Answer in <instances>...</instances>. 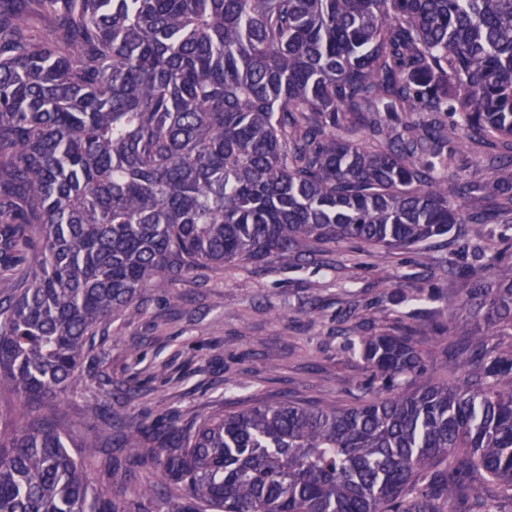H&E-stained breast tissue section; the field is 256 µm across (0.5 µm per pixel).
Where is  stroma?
<instances>
[{"label": "stroma", "mask_w": 512, "mask_h": 512, "mask_svg": "<svg viewBox=\"0 0 512 512\" xmlns=\"http://www.w3.org/2000/svg\"><path fill=\"white\" fill-rule=\"evenodd\" d=\"M495 149L476 144L457 154L449 181L485 178ZM499 250L508 256L487 264ZM512 280V225L457 224L421 250H402L382 263L363 259L356 244L305 247L292 266L279 261L195 269L145 288L136 316L113 320L103 371L139 397L109 405L106 388L68 394L54 423L76 438L96 436L87 463L100 480L110 460L126 457L116 441L127 421L191 426L213 412L253 399L288 398L336 407L368 400L360 357L347 340L411 326L427 364V380L453 379L466 357L462 337L437 336L448 320L478 326L460 309V279Z\"/></svg>", "instance_id": "35a3bbf8"}]
</instances>
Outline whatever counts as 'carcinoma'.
Returning <instances> with one entry per match:
<instances>
[{"label": "carcinoma", "instance_id": "carcinoma-1", "mask_svg": "<svg viewBox=\"0 0 512 512\" xmlns=\"http://www.w3.org/2000/svg\"><path fill=\"white\" fill-rule=\"evenodd\" d=\"M414 114L409 125L401 115ZM452 117V126L441 124ZM456 143L499 144L448 184ZM492 195L512 223V0H0V384L27 409L95 382L108 327L198 267L356 240L384 261ZM489 329L512 281L465 283ZM419 384L411 330L349 343L375 395L284 400L194 427L131 422L120 447L170 479L94 486L50 423L0 428V512H437L476 486L512 501V354ZM448 463V476L431 470Z\"/></svg>", "mask_w": 512, "mask_h": 512}]
</instances>
